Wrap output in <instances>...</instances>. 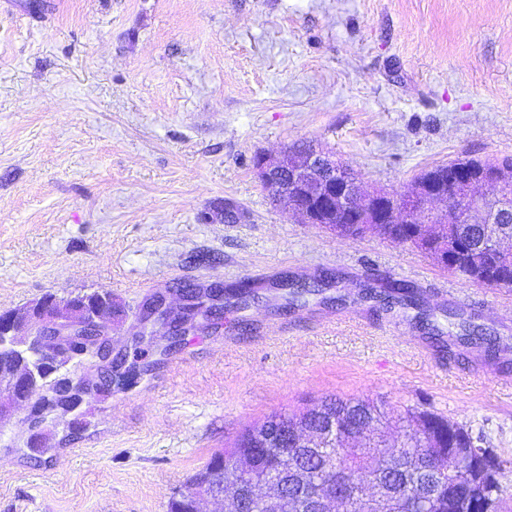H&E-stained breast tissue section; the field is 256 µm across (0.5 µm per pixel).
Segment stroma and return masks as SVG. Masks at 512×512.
<instances>
[{"instance_id": "obj_1", "label": "stroma", "mask_w": 512, "mask_h": 512, "mask_svg": "<svg viewBox=\"0 0 512 512\" xmlns=\"http://www.w3.org/2000/svg\"><path fill=\"white\" fill-rule=\"evenodd\" d=\"M306 143L403 191L512 155V0H0V310L110 292L114 354L149 295L321 277L303 306L228 307L150 375L87 396L89 426L26 446L0 425V512H167L237 436L326 396L424 407L512 463V373L442 357L449 310L512 347V290L275 205L255 154ZM384 292H386V297L389 298L387 301L383 300V306L386 308L391 307L395 303L413 305L415 307L420 304V298L417 293L404 284L390 283Z\"/></svg>"}]
</instances>
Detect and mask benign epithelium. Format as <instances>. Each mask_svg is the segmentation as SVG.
I'll return each instance as SVG.
<instances>
[{
	"label": "benign epithelium",
	"instance_id": "7a95c632",
	"mask_svg": "<svg viewBox=\"0 0 512 512\" xmlns=\"http://www.w3.org/2000/svg\"><path fill=\"white\" fill-rule=\"evenodd\" d=\"M253 167L273 201L285 211L299 214L308 224H417L425 231L437 226L448 248V263L453 265L460 259L479 266L482 260L480 252H468L455 242L453 225L460 213L477 215L482 224H504L507 217H512V167L477 168L455 162L415 183L406 194L405 207L396 194L369 189L362 180L348 177L346 165L312 146L287 147L277 156L260 153ZM501 257L505 263L495 267L491 274L501 286L511 288L512 248ZM217 305L209 289H198L195 298L182 301L177 312L181 321L178 327L169 328L164 339L170 343L175 334L185 336L197 319L215 316ZM148 307V320H139V339L143 342L152 340L153 326L168 325L177 314L164 296L157 297ZM57 331L94 338L92 357L69 363V367L81 369L79 375L63 374L52 385L44 386L34 375L24 380L16 371L0 368V422L24 411L26 446L31 448L41 443L47 424L59 417L67 419L69 433L80 432L85 424L75 419L74 412L87 395L109 396L113 387H125L141 375L138 367L124 370L122 362L112 359V312L108 307L83 311L74 305L71 296L54 300L42 297L28 306L1 310L0 354L19 353L30 348V337L52 336ZM275 485L277 480L256 476L241 460L227 471L213 472L210 482L193 496V512H213L214 505L224 510L230 500L243 492L261 497L266 512H278L276 499L269 490Z\"/></svg>",
	"mask_w": 512,
	"mask_h": 512
}]
</instances>
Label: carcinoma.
Returning a JSON list of instances; mask_svg holds the SVG:
<instances>
[{
    "label": "carcinoma",
    "instance_id": "1",
    "mask_svg": "<svg viewBox=\"0 0 512 512\" xmlns=\"http://www.w3.org/2000/svg\"><path fill=\"white\" fill-rule=\"evenodd\" d=\"M459 228L479 240L512 238V224L475 220ZM375 233L447 268L439 259L445 246L437 235H412L406 224H382ZM452 273L498 287L495 280L466 263ZM385 292L387 308L395 303L420 304L417 293L404 284L391 283ZM465 344L483 347L496 360L508 352L496 336L465 327L463 333L448 337V357L457 356ZM390 427L400 434L396 448L380 439ZM305 429L325 433L323 447L310 448L302 441L287 444L282 439L287 431ZM484 444V437L465 425L417 406H392L369 397L325 398L298 413H275L245 429L234 448L214 454L188 480L184 491L169 500L168 512H193L192 494L200 491L213 470L230 465L239 454L250 458L258 476L278 473L285 457L293 463L285 493L280 495V512H310L314 496L328 487L340 492L339 512H369L368 501L377 502L382 496L388 512H499L506 467L497 455L479 452Z\"/></svg>",
    "mask_w": 512,
    "mask_h": 512
}]
</instances>
